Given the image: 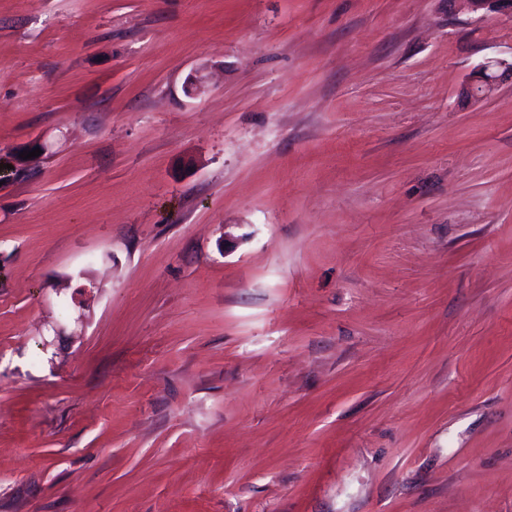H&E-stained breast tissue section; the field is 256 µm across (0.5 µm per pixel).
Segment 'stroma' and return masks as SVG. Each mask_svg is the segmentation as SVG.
Listing matches in <instances>:
<instances>
[{"instance_id": "obj_1", "label": "stroma", "mask_w": 512, "mask_h": 512, "mask_svg": "<svg viewBox=\"0 0 512 512\" xmlns=\"http://www.w3.org/2000/svg\"><path fill=\"white\" fill-rule=\"evenodd\" d=\"M510 57L459 0H0V512H512ZM476 74V79L464 87L463 93L471 99L488 98L497 89L503 75L507 74L512 78V57L510 62L505 59L488 60L478 66Z\"/></svg>"}]
</instances>
